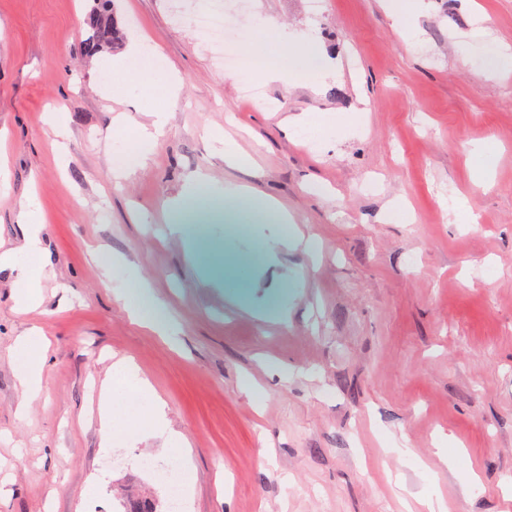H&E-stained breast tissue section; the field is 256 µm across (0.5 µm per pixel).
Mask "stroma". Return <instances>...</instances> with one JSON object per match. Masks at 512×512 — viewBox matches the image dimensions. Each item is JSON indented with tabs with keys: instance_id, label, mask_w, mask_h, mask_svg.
I'll list each match as a JSON object with an SVG mask.
<instances>
[{
	"instance_id": "1",
	"label": "stroma",
	"mask_w": 512,
	"mask_h": 512,
	"mask_svg": "<svg viewBox=\"0 0 512 512\" xmlns=\"http://www.w3.org/2000/svg\"><path fill=\"white\" fill-rule=\"evenodd\" d=\"M199 2L114 0L127 40L172 65L174 96L141 64L113 81L108 53L84 54L92 0H0V252H18L0 268V512H119L128 486L164 501L149 474L102 460L165 461L178 435L186 512H421L428 493L448 512H512V71L488 76L465 48L478 5L512 46V0H424L413 36L386 0H246L218 51L183 22ZM284 29L333 49L335 76L287 86L251 66L300 68ZM157 112L164 136L113 181L124 135ZM287 116L303 126L285 131ZM215 129L249 168L225 161ZM482 143L495 155L479 183ZM231 183L290 223L225 196ZM31 196L41 244L24 252ZM395 200L408 221L389 219ZM279 233L295 241L274 259ZM23 274L40 293L26 314ZM157 311L172 336L151 330ZM34 327L47 366L24 407L15 343ZM121 358L167 424L115 415L107 449L101 387Z\"/></svg>"
}]
</instances>
